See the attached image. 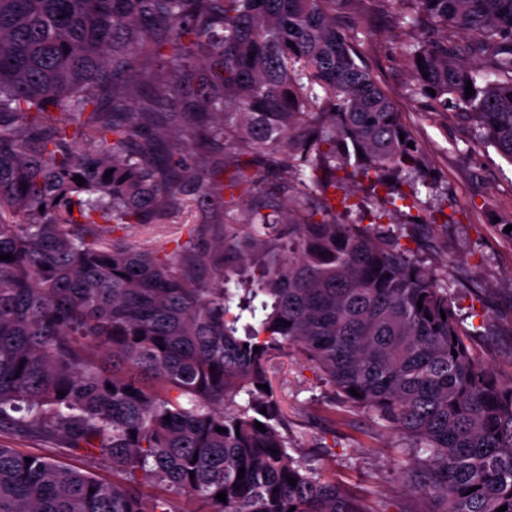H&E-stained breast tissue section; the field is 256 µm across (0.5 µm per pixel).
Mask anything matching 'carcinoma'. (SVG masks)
Wrapping results in <instances>:
<instances>
[{"label":"carcinoma","instance_id":"obj_1","mask_svg":"<svg viewBox=\"0 0 512 512\" xmlns=\"http://www.w3.org/2000/svg\"><path fill=\"white\" fill-rule=\"evenodd\" d=\"M353 2L0 0V428L112 468L0 444V512H371L262 389L287 348L399 437L427 512H512V381L473 353L479 326L391 226L336 222L339 171L404 176L410 210L435 184L336 24ZM397 3L412 93L512 163V0ZM269 172L294 205L241 207ZM191 194L219 195L217 237L161 255L115 235Z\"/></svg>","mask_w":512,"mask_h":512}]
</instances>
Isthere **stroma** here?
Listing matches in <instances>:
<instances>
[{
    "instance_id": "35a3bbf8",
    "label": "stroma",
    "mask_w": 512,
    "mask_h": 512,
    "mask_svg": "<svg viewBox=\"0 0 512 512\" xmlns=\"http://www.w3.org/2000/svg\"><path fill=\"white\" fill-rule=\"evenodd\" d=\"M372 35L359 45L363 64L396 104L402 119L440 177L434 189H422L423 226L410 224L395 195L371 196L360 176L344 181L350 208L336 218L367 225L373 215H390L401 242L417 249L427 266L448 277L453 305L461 317H473L480 333L471 337L473 352L501 381L512 380V164L490 146L477 144L472 123L455 110L428 111L424 99L410 92V70L395 51L397 30L384 0H362ZM202 201L177 213L169 224L132 227L130 246L171 251L198 229ZM276 392L288 415V434L312 467L335 470L350 493L369 498L377 512H417L418 502L405 495L388 464L398 440L360 411L334 397L321 373L303 356L288 350L272 365ZM333 446L334 458L321 455Z\"/></svg>"
}]
</instances>
